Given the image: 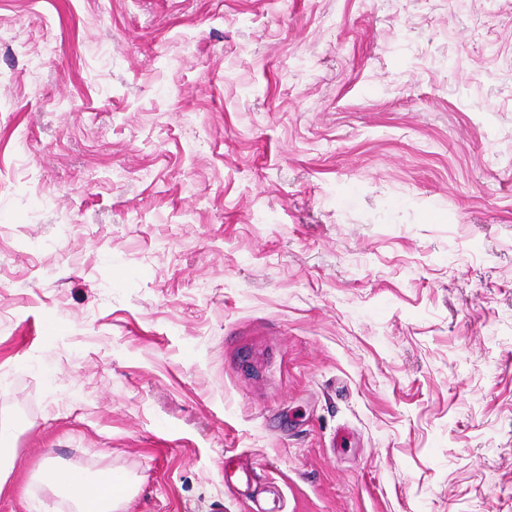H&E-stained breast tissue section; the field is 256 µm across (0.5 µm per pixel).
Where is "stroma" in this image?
Segmentation results:
<instances>
[{
    "label": "stroma",
    "mask_w": 512,
    "mask_h": 512,
    "mask_svg": "<svg viewBox=\"0 0 512 512\" xmlns=\"http://www.w3.org/2000/svg\"><path fill=\"white\" fill-rule=\"evenodd\" d=\"M1 421L0 512H512V0H0ZM11 440V431L9 428L2 426L0 428V455L1 458L4 455L6 457L5 462H2L0 459V492L3 487L9 482L12 469L14 466V456H13V448H5L8 447L9 441ZM10 446V445H9ZM64 469L44 457L37 471L39 482L67 497L78 512H112L130 497L131 485L112 471Z\"/></svg>",
    "instance_id": "35a3bbf8"
}]
</instances>
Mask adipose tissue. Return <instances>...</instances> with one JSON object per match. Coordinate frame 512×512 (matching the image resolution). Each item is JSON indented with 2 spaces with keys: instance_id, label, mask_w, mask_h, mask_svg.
Listing matches in <instances>:
<instances>
[{
  "instance_id": "ef3b65f1",
  "label": "adipose tissue",
  "mask_w": 512,
  "mask_h": 512,
  "mask_svg": "<svg viewBox=\"0 0 512 512\" xmlns=\"http://www.w3.org/2000/svg\"><path fill=\"white\" fill-rule=\"evenodd\" d=\"M39 482L67 497L77 512H116L130 497L131 485L112 471L69 472L43 458L37 471Z\"/></svg>"
}]
</instances>
